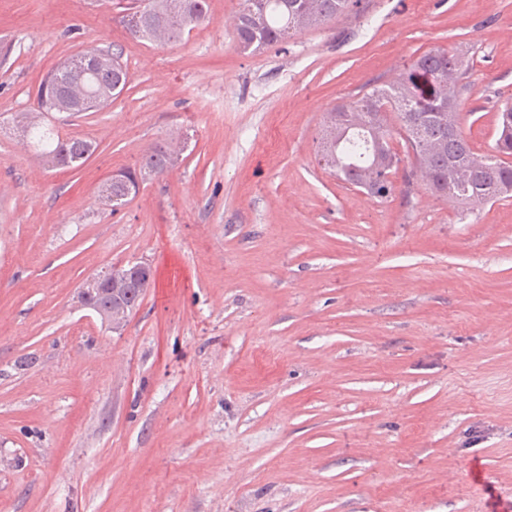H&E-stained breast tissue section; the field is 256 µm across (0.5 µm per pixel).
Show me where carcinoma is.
<instances>
[{"label": "carcinoma", "mask_w": 512, "mask_h": 512, "mask_svg": "<svg viewBox=\"0 0 512 512\" xmlns=\"http://www.w3.org/2000/svg\"><path fill=\"white\" fill-rule=\"evenodd\" d=\"M350 6V0H241L234 26L237 48L260 50L287 41L306 29L318 27ZM209 0H133L124 8L122 24L134 38L151 41L177 40L210 22ZM100 56L96 74L85 79L74 56L41 81L32 112L15 117L24 138L38 159L49 168L81 166L95 150L92 140L63 135L48 127L52 113L72 116L85 111L84 100L94 98L99 107L112 102L124 90L129 74L120 55L110 49L92 48ZM464 71L463 61L445 48L423 53L412 69L356 101H347L324 113L321 142L322 159L334 175L358 185L367 182L374 158V147L362 130L346 136L336 130V112L363 113L376 123L381 135L392 138L389 117L399 124V134L414 159L423 160L434 174V191L475 208L512 197V103L505 104L496 118L495 154L477 155L453 116L459 109L458 79H448ZM169 145L156 142L144 154L141 179L162 176L174 165ZM466 170L464 181L457 173ZM139 190L138 179L120 172L106 181L101 197L117 210ZM112 281V295L100 293V287L85 283L84 295L101 310L120 302L129 310L140 306L151 287L152 268L128 262H115L100 272Z\"/></svg>", "instance_id": "1"}]
</instances>
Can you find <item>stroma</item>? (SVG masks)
I'll list each match as a JSON object with an SVG mask.
<instances>
[{"mask_svg":"<svg viewBox=\"0 0 512 512\" xmlns=\"http://www.w3.org/2000/svg\"><path fill=\"white\" fill-rule=\"evenodd\" d=\"M239 0L164 45L110 0H0V512H489L512 502V199L326 169L323 114L424 52L465 61L459 126L490 154L512 99V0H354L254 53ZM130 79L59 122L47 170L14 127L87 49ZM177 163L119 210L145 148ZM153 284L122 331L77 298L112 263ZM488 477L485 486L473 475ZM139 190V182L128 172H120L106 181L101 189V197L112 205L116 211L125 205Z\"/></svg>","mask_w":512,"mask_h":512,"instance_id":"stroma-1","label":"stroma"}]
</instances>
